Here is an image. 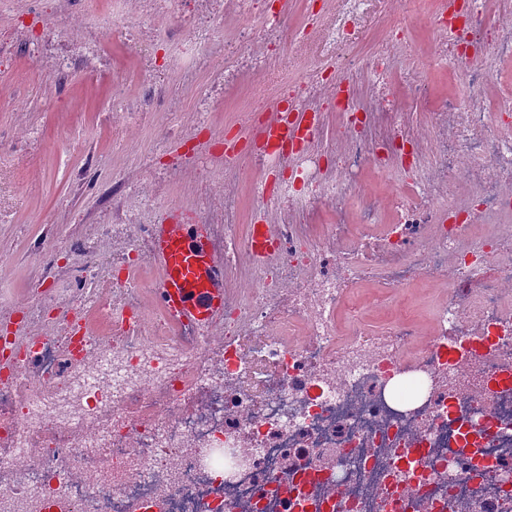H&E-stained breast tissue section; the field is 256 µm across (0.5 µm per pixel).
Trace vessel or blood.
I'll return each instance as SVG.
<instances>
[{
	"label": "vessel or blood",
	"mask_w": 512,
	"mask_h": 512,
	"mask_svg": "<svg viewBox=\"0 0 512 512\" xmlns=\"http://www.w3.org/2000/svg\"><path fill=\"white\" fill-rule=\"evenodd\" d=\"M169 215L151 233V257L161 271L156 302L179 323L213 327L224 318V252L197 214L174 208Z\"/></svg>",
	"instance_id": "b4317fda"
}]
</instances>
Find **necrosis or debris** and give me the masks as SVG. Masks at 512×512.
I'll return each mask as SVG.
<instances>
[{
  "label": "necrosis or debris",
  "instance_id": "obj_1",
  "mask_svg": "<svg viewBox=\"0 0 512 512\" xmlns=\"http://www.w3.org/2000/svg\"><path fill=\"white\" fill-rule=\"evenodd\" d=\"M318 2L204 0L178 32L224 81L210 139L249 150L224 185L220 363L205 333L141 320L152 227L114 201L135 275L61 317L29 296L49 331L38 366L0 378V456L26 459L0 465V512H512V81L494 75L512 16ZM411 25L430 41L407 48ZM425 67L458 93L428 97ZM442 273L419 309L409 288Z\"/></svg>",
  "mask_w": 512,
  "mask_h": 512
}]
</instances>
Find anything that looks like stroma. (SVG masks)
Listing matches in <instances>:
<instances>
[{
	"label": "stroma",
	"instance_id": "stroma-1",
	"mask_svg": "<svg viewBox=\"0 0 512 512\" xmlns=\"http://www.w3.org/2000/svg\"><path fill=\"white\" fill-rule=\"evenodd\" d=\"M41 7L42 0H0V310L13 322L26 291L59 295L85 284L86 266L113 268L111 247L91 243L96 227L112 221L115 184L134 196L143 184L169 181V199L186 212L205 201L200 187L171 177L185 147L157 143L153 131L184 121L173 102L193 94L199 78L173 64L168 46L156 44L140 60L107 33L74 46L78 63L65 83L46 79L53 60L41 40L60 21ZM117 71L128 78L130 100L152 112L138 124L135 151L114 109ZM169 199H152L148 223L164 222Z\"/></svg>",
	"mask_w": 512,
	"mask_h": 512
}]
</instances>
